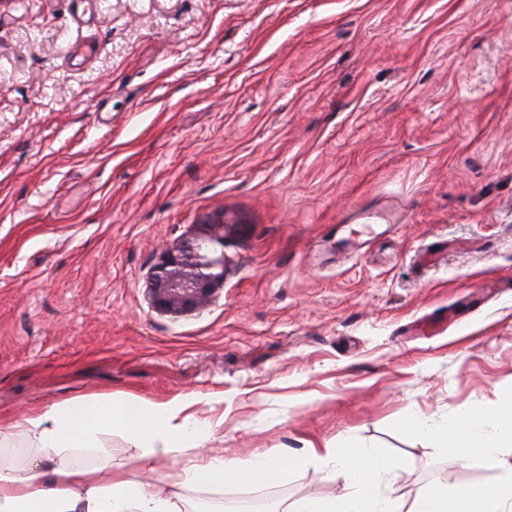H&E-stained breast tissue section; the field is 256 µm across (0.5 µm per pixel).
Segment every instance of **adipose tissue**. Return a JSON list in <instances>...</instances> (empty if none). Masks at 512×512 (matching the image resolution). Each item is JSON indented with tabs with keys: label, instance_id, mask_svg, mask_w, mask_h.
<instances>
[{
	"label": "adipose tissue",
	"instance_id": "adipose-tissue-1",
	"mask_svg": "<svg viewBox=\"0 0 512 512\" xmlns=\"http://www.w3.org/2000/svg\"><path fill=\"white\" fill-rule=\"evenodd\" d=\"M186 401L163 404L96 396L0 427V447L25 436L35 447L62 453L98 447L103 435L123 433L134 439L150 461L173 459L177 449L199 447L204 431L187 412ZM488 432H481V423ZM401 426L425 436L462 459H477L500 479L480 485L434 484L402 507L384 497L396 464L382 451L344 440L324 452L257 456L247 461L187 460L171 477V492L146 489L140 482L115 478L97 481L91 470L59 466L52 472L31 471L24 476L0 474V512H182L177 488L187 485L220 488L242 485L263 487L275 483L285 471L303 468L324 455L339 470L345 485L330 496H307L295 506L277 501L268 512H512V390L500 392L492 407L480 404L444 418L406 415Z\"/></svg>",
	"mask_w": 512,
	"mask_h": 512
}]
</instances>
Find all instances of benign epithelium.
<instances>
[{
  "mask_svg": "<svg viewBox=\"0 0 512 512\" xmlns=\"http://www.w3.org/2000/svg\"><path fill=\"white\" fill-rule=\"evenodd\" d=\"M238 229L239 225L224 222L221 212L166 250L150 277L152 306L171 314L204 308L224 285V238Z\"/></svg>",
  "mask_w": 512,
  "mask_h": 512,
  "instance_id": "benign-epithelium-1",
  "label": "benign epithelium"
}]
</instances>
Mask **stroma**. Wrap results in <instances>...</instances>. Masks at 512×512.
Masks as SVG:
<instances>
[{"mask_svg":"<svg viewBox=\"0 0 512 512\" xmlns=\"http://www.w3.org/2000/svg\"><path fill=\"white\" fill-rule=\"evenodd\" d=\"M224 285L152 307L215 211ZM512 388V0H0V426L185 399L203 455L385 450L405 501L498 471L401 430ZM192 448L176 460L194 457ZM71 463L167 483L115 433ZM20 436L0 471L57 466ZM316 460L184 508L327 496Z\"/></svg>","mask_w":512,"mask_h":512,"instance_id":"35a3bbf8","label":"stroma"}]
</instances>
